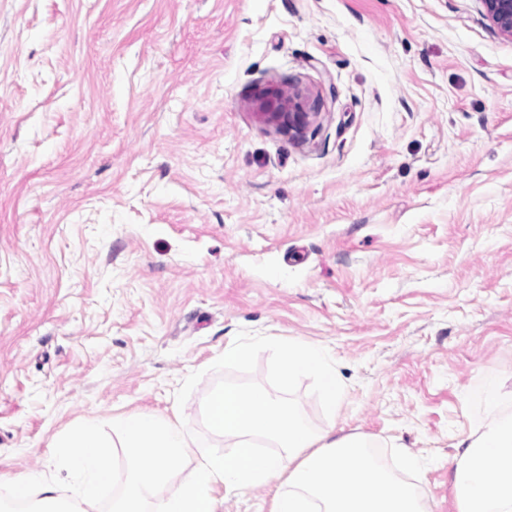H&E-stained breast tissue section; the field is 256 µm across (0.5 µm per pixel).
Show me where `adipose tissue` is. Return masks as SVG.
<instances>
[{
    "instance_id": "obj_1",
    "label": "adipose tissue",
    "mask_w": 512,
    "mask_h": 512,
    "mask_svg": "<svg viewBox=\"0 0 512 512\" xmlns=\"http://www.w3.org/2000/svg\"><path fill=\"white\" fill-rule=\"evenodd\" d=\"M263 350L276 361L283 384L305 377L319 388L333 411L345 397L328 350L294 337L266 336L235 342L224 361L239 364ZM472 398L482 407L481 425L460 442L453 482L458 512H512V415L498 377L476 379ZM209 430L229 449L194 447L169 417L134 413L104 439L92 423L78 422L53 443L70 477L61 487L46 473L16 480L31 496L29 512H94L112 500V512H222L216 486L247 490L280 477L274 512H430L424 490L397 478L375 462L368 438L337 435L335 427L310 428L286 401L265 390L228 385L203 406ZM122 449V482H115L109 447ZM193 459L191 480L173 494L164 489L172 462Z\"/></svg>"
}]
</instances>
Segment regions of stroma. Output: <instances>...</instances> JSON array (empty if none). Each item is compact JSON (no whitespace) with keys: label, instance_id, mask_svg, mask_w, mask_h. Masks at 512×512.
Segmentation results:
<instances>
[{"label":"stroma","instance_id":"35a3bbf8","mask_svg":"<svg viewBox=\"0 0 512 512\" xmlns=\"http://www.w3.org/2000/svg\"><path fill=\"white\" fill-rule=\"evenodd\" d=\"M262 336L325 346L346 397ZM512 392V37L479 0H0V500L79 421L260 386L402 451L457 512L456 446ZM278 480L218 488L271 512ZM258 349L266 351L276 361L284 385L305 377L318 385L324 407L336 412L345 397V388L336 378L328 350L318 344L294 337L265 336L258 342H235L224 348L226 364L248 360Z\"/></svg>","mask_w":512,"mask_h":512}]
</instances>
